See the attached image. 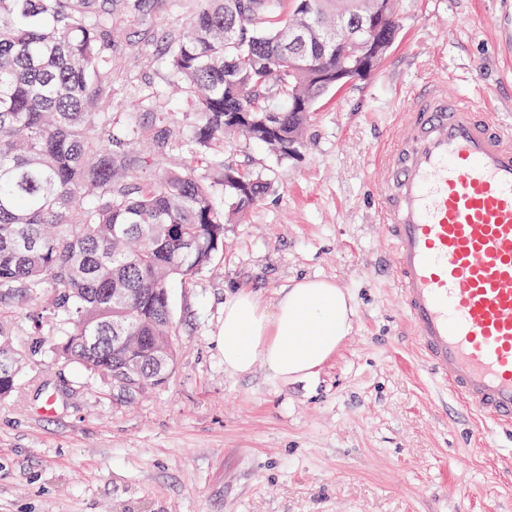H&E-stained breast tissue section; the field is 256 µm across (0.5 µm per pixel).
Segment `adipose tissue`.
Listing matches in <instances>:
<instances>
[{
  "label": "adipose tissue",
  "instance_id": "ef3b65f1",
  "mask_svg": "<svg viewBox=\"0 0 512 512\" xmlns=\"http://www.w3.org/2000/svg\"><path fill=\"white\" fill-rule=\"evenodd\" d=\"M354 315L351 295L328 279L293 281L271 306L238 291L224 301V370L243 376L260 361L275 384L312 378L350 335Z\"/></svg>",
  "mask_w": 512,
  "mask_h": 512
}]
</instances>
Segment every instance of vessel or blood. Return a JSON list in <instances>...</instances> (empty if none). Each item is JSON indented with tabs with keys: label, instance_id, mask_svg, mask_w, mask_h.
<instances>
[{
	"label": "vessel or blood",
	"instance_id": "b4317fda",
	"mask_svg": "<svg viewBox=\"0 0 512 512\" xmlns=\"http://www.w3.org/2000/svg\"><path fill=\"white\" fill-rule=\"evenodd\" d=\"M375 160L388 276L434 377L512 427V128L489 107L415 95Z\"/></svg>",
	"mask_w": 512,
	"mask_h": 512
}]
</instances>
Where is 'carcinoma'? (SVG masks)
<instances>
[{
	"mask_svg": "<svg viewBox=\"0 0 512 512\" xmlns=\"http://www.w3.org/2000/svg\"><path fill=\"white\" fill-rule=\"evenodd\" d=\"M196 0L171 44L173 79L194 97L181 140L190 161L160 170L134 159L138 127L112 128V16L126 0H0V401L20 372L76 364L137 395L163 386L177 357L169 284L189 283L224 244L221 190L242 214L270 183L218 159L226 136L287 158L303 145L324 71L354 58L365 13L392 0ZM178 134L166 112L152 153ZM201 165L209 180L194 175ZM120 296V302L112 300ZM35 304L31 342L14 340L11 308ZM137 384L125 383L128 366Z\"/></svg>",
	"mask_w": 512,
	"mask_h": 512,
	"instance_id": "obj_1",
	"label": "carcinoma"
}]
</instances>
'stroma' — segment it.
<instances>
[{
	"label": "stroma",
	"mask_w": 512,
	"mask_h": 512,
	"mask_svg": "<svg viewBox=\"0 0 512 512\" xmlns=\"http://www.w3.org/2000/svg\"><path fill=\"white\" fill-rule=\"evenodd\" d=\"M195 0L116 14L112 111L181 128L169 45ZM400 34L370 75L325 90L302 148L282 159L226 137L220 158L271 191L224 227L190 286L170 285L179 347L167 383L137 396L74 365L24 373L0 402V512H512V432L464 414L425 367L388 253L374 158L399 111L443 82L512 125V0H399ZM325 278L350 293L352 334L314 380L224 371V300Z\"/></svg>",
	"instance_id": "stroma-1"
}]
</instances>
